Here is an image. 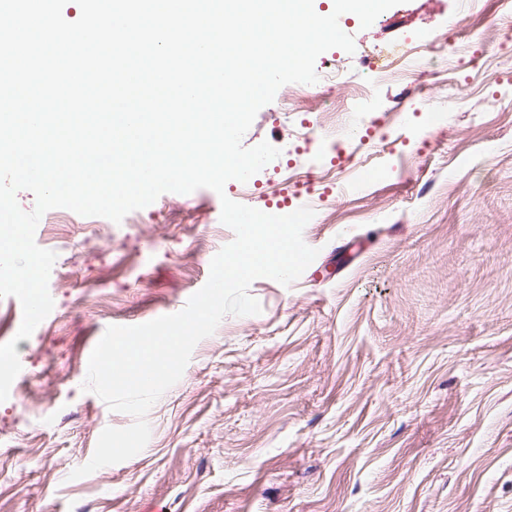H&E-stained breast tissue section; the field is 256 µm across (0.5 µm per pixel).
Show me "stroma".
<instances>
[{
    "label": "stroma",
    "mask_w": 512,
    "mask_h": 512,
    "mask_svg": "<svg viewBox=\"0 0 512 512\" xmlns=\"http://www.w3.org/2000/svg\"><path fill=\"white\" fill-rule=\"evenodd\" d=\"M512 0H404L335 50L345 112L294 119L284 85L242 144L281 155L234 201L313 205L319 251L290 286L255 280L260 314L226 316L147 414L134 457L71 479L131 415L82 391L111 325L184 308L234 239L211 189L160 195L114 223L56 208L54 308L16 340L0 402V512H512ZM466 57L422 74L416 53ZM401 50L400 74L359 61Z\"/></svg>",
    "instance_id": "35a3bbf8"
}]
</instances>
